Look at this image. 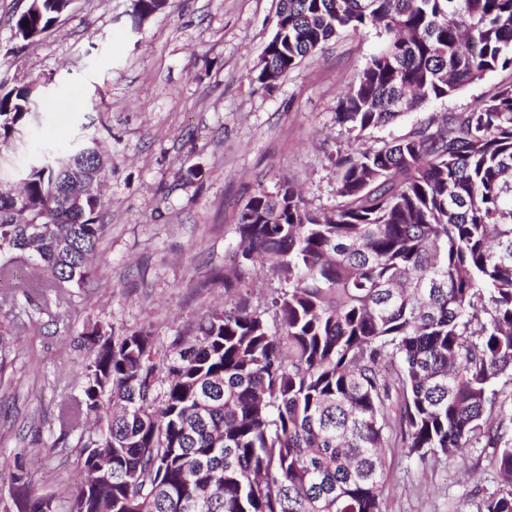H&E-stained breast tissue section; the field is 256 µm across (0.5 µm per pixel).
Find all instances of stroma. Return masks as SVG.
<instances>
[{
    "label": "stroma",
    "instance_id": "stroma-1",
    "mask_svg": "<svg viewBox=\"0 0 512 512\" xmlns=\"http://www.w3.org/2000/svg\"><path fill=\"white\" fill-rule=\"evenodd\" d=\"M27 4L0 0V86H33L41 120L0 149V182H17L41 150H65L79 134L95 140L107 167L96 280L44 305L23 288L37 272L26 256L16 262L18 287L0 290V321L19 326L0 378V495L10 496L9 471L20 462L61 507L80 478V434L61 431L56 407L80 393L84 324L117 335L148 329L164 345L238 295L254 304L270 296L279 281L268 270L250 271L234 291L210 281L229 268L239 213L259 189L287 180L312 209H330L338 156L466 111L512 72H489L358 134L337 124L336 102L381 47L375 30L342 32L267 90L251 74L278 0H169L142 21L132 0H74L51 29L23 41L13 17ZM195 165L204 177L187 180ZM385 460V512H479L499 482L488 448L422 467L391 446Z\"/></svg>",
    "mask_w": 512,
    "mask_h": 512
}]
</instances>
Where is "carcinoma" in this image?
Instances as JSON below:
<instances>
[{
	"label": "carcinoma",
	"mask_w": 512,
	"mask_h": 512,
	"mask_svg": "<svg viewBox=\"0 0 512 512\" xmlns=\"http://www.w3.org/2000/svg\"><path fill=\"white\" fill-rule=\"evenodd\" d=\"M71 0H29L28 41ZM167 0H135L140 17ZM379 28L383 46L339 95L336 123L382 128L497 69L512 71V0H280L264 54L270 89L342 30ZM33 88H0V144L39 121ZM80 150H44L0 191V288L42 226L35 294L66 298L95 276L102 197L63 201ZM336 206L308 207L288 181L238 217L237 278L270 267L265 303L202 316L165 349L139 329L87 324L81 394L61 428L81 437L79 512H383L384 448L422 464L493 449L501 481L480 512H512V81L466 112L417 123L336 161ZM401 397L391 419L392 394ZM26 512L43 496L11 474Z\"/></svg>",
	"instance_id": "1"
}]
</instances>
